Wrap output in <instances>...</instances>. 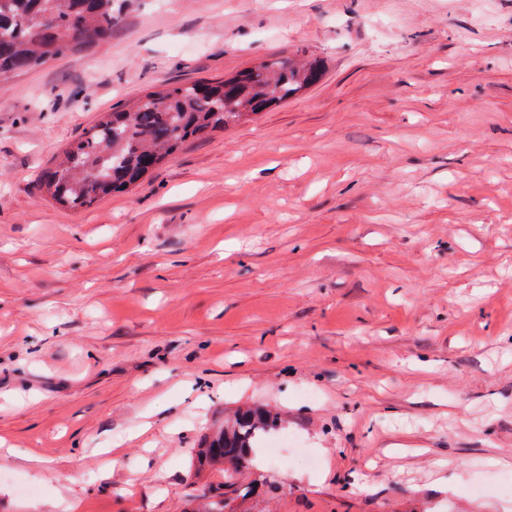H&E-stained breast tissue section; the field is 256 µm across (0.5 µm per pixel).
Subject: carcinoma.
Returning a JSON list of instances; mask_svg holds the SVG:
<instances>
[{"instance_id":"obj_1","label":"carcinoma","mask_w":512,"mask_h":512,"mask_svg":"<svg viewBox=\"0 0 512 512\" xmlns=\"http://www.w3.org/2000/svg\"><path fill=\"white\" fill-rule=\"evenodd\" d=\"M114 0H0V82L112 37ZM317 63L275 59L215 82L153 91L132 107L107 113L45 171L41 186L56 203L89 206L137 184L188 139L222 131L315 84ZM282 429L264 410L237 412L199 455L239 471L252 449Z\"/></svg>"}]
</instances>
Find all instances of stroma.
<instances>
[{
  "instance_id": "35a3bbf8",
  "label": "stroma",
  "mask_w": 512,
  "mask_h": 512,
  "mask_svg": "<svg viewBox=\"0 0 512 512\" xmlns=\"http://www.w3.org/2000/svg\"><path fill=\"white\" fill-rule=\"evenodd\" d=\"M0 87V512H512V0H116ZM319 82L68 209L104 113L274 58ZM282 429L280 419L264 410L237 412L211 441H205L199 455L212 462L228 464L235 471L249 467L252 448H260V440Z\"/></svg>"
}]
</instances>
